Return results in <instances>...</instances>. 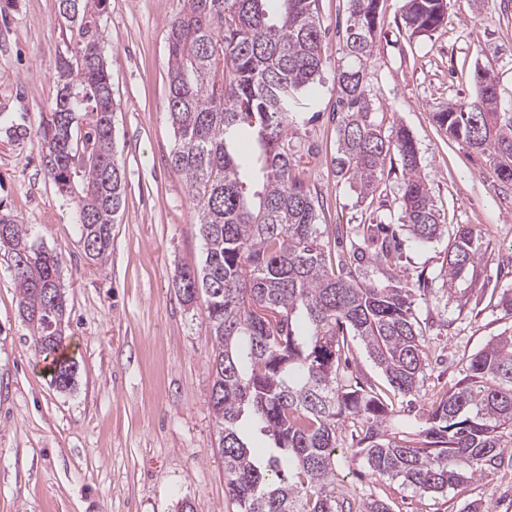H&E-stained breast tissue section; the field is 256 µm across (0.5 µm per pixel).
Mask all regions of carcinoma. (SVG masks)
<instances>
[{"instance_id": "cac0c4a2", "label": "carcinoma", "mask_w": 512, "mask_h": 512, "mask_svg": "<svg viewBox=\"0 0 512 512\" xmlns=\"http://www.w3.org/2000/svg\"><path fill=\"white\" fill-rule=\"evenodd\" d=\"M183 0L168 27L167 112L176 148L171 164L192 193L203 263L180 269L173 287L183 302L202 301L212 328L211 409L224 457L227 492L237 512H343L336 499V429L344 418L367 423L354 455L374 474L421 495L445 494L504 462L512 430V334L472 355L471 382L429 411L431 426L403 442L383 438L386 393L354 385L340 372L348 337L359 339L395 392L412 395L423 381L413 289L392 269L399 246L392 225L365 224L355 261L367 251L386 283L334 270L314 197L291 177L297 163L288 131L301 119L302 95L320 77L318 0ZM106 0H60L72 48L55 59L57 93L36 132L41 165L70 195L85 254L107 256L125 203V170L115 157L116 103L100 44ZM384 0H349L341 64L334 75L339 112L336 176L366 198L380 185L385 160L402 168L400 230L430 242L443 230L410 131L378 121L367 68ZM448 0H404L413 35H431ZM475 93L434 113L449 137L488 155L512 186V112L501 111L494 74L477 69ZM0 247L11 255L19 311L36 355L49 362L60 391L75 386L78 364L64 355L66 300L58 256L29 228L0 213ZM485 250L468 224L448 248V288L482 274ZM267 439L252 453L246 432Z\"/></svg>"}]
</instances>
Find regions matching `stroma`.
<instances>
[{
	"label": "stroma",
	"mask_w": 512,
	"mask_h": 512,
	"mask_svg": "<svg viewBox=\"0 0 512 512\" xmlns=\"http://www.w3.org/2000/svg\"><path fill=\"white\" fill-rule=\"evenodd\" d=\"M348 0H319L326 67L309 117L288 137L296 177L322 205V241L336 248V225L358 233L373 221H399L401 173L384 168L379 190L362 198L337 177L334 70L341 56ZM182 0H108L100 16L102 50L116 101L117 158L126 172L125 205L104 261L85 255L71 203L39 166L35 133L57 92L53 59L65 51L59 0H14L0 14V211L27 224L60 259L66 331L79 363L76 386L56 390L34 355L18 307L7 251L0 250V512H236L226 490L218 428L210 408L214 338L199 306L175 293V267L200 264L189 183L170 163L175 137L167 32ZM402 0H386L385 20L368 66L378 116L413 135L444 225L421 243L403 237L394 256L415 292L423 330L424 378L412 396H393L390 437L426 427L432 403L468 381V362L487 340L512 333L500 298L512 290V187L499 182L487 154L448 137L433 112L473 93L475 69L496 76L512 111V0L476 11L449 0L443 26L412 36ZM478 231L485 249L483 286H448L444 259L456 225ZM363 423L336 432V485L348 501L372 497L393 512H460L473 500L512 512V468L444 495L420 496L400 481L368 473L354 450Z\"/></svg>",
	"instance_id": "1"
}]
</instances>
